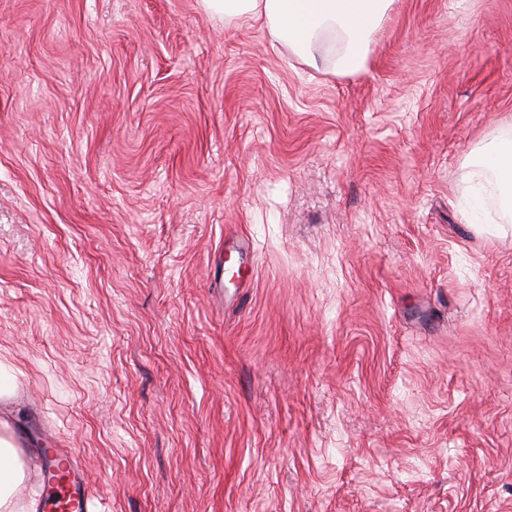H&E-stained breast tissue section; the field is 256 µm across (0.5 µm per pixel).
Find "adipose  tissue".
<instances>
[{
  "mask_svg": "<svg viewBox=\"0 0 512 512\" xmlns=\"http://www.w3.org/2000/svg\"><path fill=\"white\" fill-rule=\"evenodd\" d=\"M225 22L249 21L271 40L288 47L310 66L356 74L365 70L370 46L393 0H204ZM501 197L500 211L512 213V136L499 139L482 160ZM24 478L8 421L0 420V512H38L37 496L19 499Z\"/></svg>",
  "mask_w": 512,
  "mask_h": 512,
  "instance_id": "ef3b65f1",
  "label": "adipose tissue"
}]
</instances>
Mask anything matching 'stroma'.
Wrapping results in <instances>:
<instances>
[{
	"instance_id": "35a3bbf8",
	"label": "stroma",
	"mask_w": 512,
	"mask_h": 512,
	"mask_svg": "<svg viewBox=\"0 0 512 512\" xmlns=\"http://www.w3.org/2000/svg\"><path fill=\"white\" fill-rule=\"evenodd\" d=\"M512 0L358 74L202 0H0V363L101 512H512ZM481 166L492 176V186L500 193V212L511 216L512 212V136L499 139L487 152Z\"/></svg>"
}]
</instances>
